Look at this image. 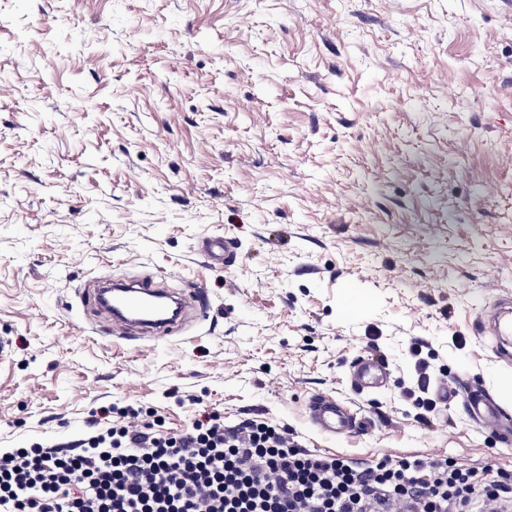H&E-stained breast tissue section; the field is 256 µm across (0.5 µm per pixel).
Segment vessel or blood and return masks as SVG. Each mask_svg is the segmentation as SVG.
I'll return each mask as SVG.
<instances>
[{"mask_svg":"<svg viewBox=\"0 0 512 512\" xmlns=\"http://www.w3.org/2000/svg\"><path fill=\"white\" fill-rule=\"evenodd\" d=\"M201 254L208 265L221 267L231 262L235 248L231 238L209 239L203 241ZM168 281L167 275L156 273L136 278L129 286L114 284L112 320L104 331L105 336L131 341L136 335L146 333L154 341L166 342L183 332L188 314L203 318L207 302L202 287L196 285L187 291L172 289ZM110 283L113 284L111 272H101L94 278L92 287L84 289L82 305H103L102 288ZM478 332L493 336L498 358L512 360V309L503 308L488 323L480 324ZM389 378L386 361L371 355L358 357L350 371L351 384L362 393L384 389ZM467 402L472 421L499 424L502 438L512 439V420L505 417L502 407L488 394L470 392ZM309 418L320 433L331 438L358 432L362 424L335 397L324 394L311 398Z\"/></svg>","mask_w":512,"mask_h":512,"instance_id":"vessel-or-blood-1","label":"vessel or blood"}]
</instances>
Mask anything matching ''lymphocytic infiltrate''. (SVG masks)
I'll return each instance as SVG.
<instances>
[{
    "label": "lymphocytic infiltrate",
    "mask_w": 512,
    "mask_h": 512,
    "mask_svg": "<svg viewBox=\"0 0 512 512\" xmlns=\"http://www.w3.org/2000/svg\"><path fill=\"white\" fill-rule=\"evenodd\" d=\"M408 397L427 423L436 354L415 340ZM137 409L91 418L74 444L0 451V512H512V470L422 456L312 451L284 424L204 413L180 434Z\"/></svg>",
    "instance_id": "1"
}]
</instances>
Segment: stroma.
Here are the masks:
<instances>
[{
    "label": "stroma",
    "mask_w": 512,
    "mask_h": 512,
    "mask_svg": "<svg viewBox=\"0 0 512 512\" xmlns=\"http://www.w3.org/2000/svg\"><path fill=\"white\" fill-rule=\"evenodd\" d=\"M231 236L234 265L198 251ZM203 282L207 323L106 338L97 272ZM512 297V0H0V448L143 406L288 424L341 457L512 469L464 392L501 390L476 324ZM389 386L347 376L370 337ZM428 340L454 393L400 381ZM317 393L365 429L330 440ZM409 354L413 360L414 377L412 387L407 391V396L418 409L423 410V412L417 413V421L427 424L430 419L425 414L433 412L436 407V403L430 396V388L434 378L432 361L436 360V354L429 348L428 342L423 339H416L411 344Z\"/></svg>",
    "instance_id": "stroma-1"
}]
</instances>
